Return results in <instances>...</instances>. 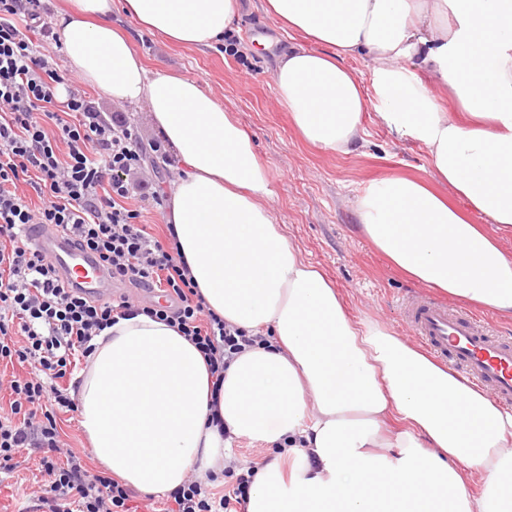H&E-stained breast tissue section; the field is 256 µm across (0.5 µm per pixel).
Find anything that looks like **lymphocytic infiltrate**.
Returning a JSON list of instances; mask_svg holds the SVG:
<instances>
[{"instance_id":"1","label":"lymphocytic infiltrate","mask_w":512,"mask_h":512,"mask_svg":"<svg viewBox=\"0 0 512 512\" xmlns=\"http://www.w3.org/2000/svg\"><path fill=\"white\" fill-rule=\"evenodd\" d=\"M41 0H0V363L29 365L8 382L9 411L0 414V469L20 467L22 450L41 454L44 478L34 512H131L133 494L106 474L92 475L65 446L56 415L75 410L74 376L97 331L145 314L177 327L202 353L215 380L258 345L207 308L184 261L148 233L126 202L151 186L144 141L121 114L105 115L47 48L54 36ZM27 182L40 199L18 191ZM52 224L94 253L113 281L163 293L164 302L130 295L85 297L66 287L50 261L29 244L25 227ZM255 463L225 468L234 484L215 495L196 478L170 493L169 512H241Z\"/></svg>"}]
</instances>
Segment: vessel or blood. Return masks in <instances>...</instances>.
Returning a JSON list of instances; mask_svg holds the SVG:
<instances>
[{
	"label": "vessel or blood",
	"instance_id": "vessel-or-blood-1",
	"mask_svg": "<svg viewBox=\"0 0 512 512\" xmlns=\"http://www.w3.org/2000/svg\"><path fill=\"white\" fill-rule=\"evenodd\" d=\"M27 234L62 279L83 288L88 296L111 297L115 290L111 277L70 237L50 224L30 225ZM404 317L420 345L435 358L456 367L474 388L512 406V337L489 334L476 316L426 296L407 301Z\"/></svg>",
	"mask_w": 512,
	"mask_h": 512
}]
</instances>
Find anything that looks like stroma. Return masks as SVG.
Masks as SVG:
<instances>
[{"instance_id": "obj_1", "label": "stroma", "mask_w": 512, "mask_h": 512, "mask_svg": "<svg viewBox=\"0 0 512 512\" xmlns=\"http://www.w3.org/2000/svg\"><path fill=\"white\" fill-rule=\"evenodd\" d=\"M238 20L223 41L210 48L171 45L141 30L113 0L112 23L130 35L136 51L154 69L200 80L252 137L269 168L275 190L273 217L283 224L302 257L333 282L356 318L377 321L406 340L402 301L424 294L366 239L354 215L361 185L398 177L430 179L427 151L391 133L375 106H368L364 146L340 154L306 144L279 103L274 73L288 38L264 10V0H240ZM39 457L29 454L19 473L0 469V512H21L39 475Z\"/></svg>"}]
</instances>
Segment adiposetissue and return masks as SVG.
Masks as SVG:
<instances>
[{
    "instance_id": "1",
    "label": "adipose tissue",
    "mask_w": 512,
    "mask_h": 512,
    "mask_svg": "<svg viewBox=\"0 0 512 512\" xmlns=\"http://www.w3.org/2000/svg\"><path fill=\"white\" fill-rule=\"evenodd\" d=\"M178 46L209 48L237 0H122ZM300 42L277 97L312 147L362 146L378 103L424 147L448 197L407 178L354 200L366 237L420 284L512 317V0H266ZM54 34L73 74L115 102L146 103L175 176L163 222L208 308L266 345L221 387L177 328L144 314L99 331L79 375V425L103 470L144 494L223 474L225 436L268 449L247 512H512V413L386 327L352 317L273 218L274 189L250 135L201 82L151 70L112 25V0H67ZM370 57V80L346 66ZM449 91L471 122L449 118ZM462 198L483 223L453 206ZM482 485L473 494V485Z\"/></svg>"
}]
</instances>
